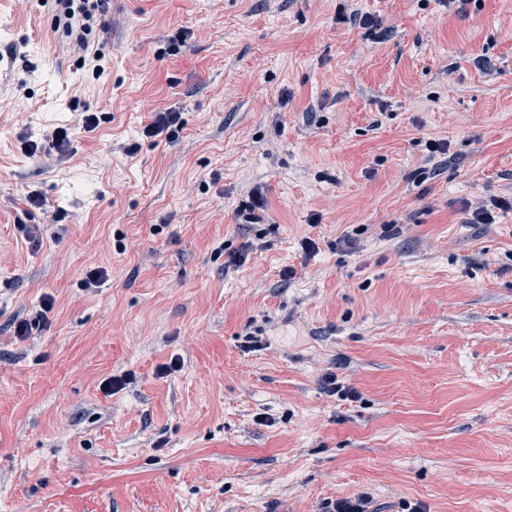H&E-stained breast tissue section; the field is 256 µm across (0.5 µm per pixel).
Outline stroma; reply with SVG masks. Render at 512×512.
I'll list each match as a JSON object with an SVG mask.
<instances>
[{
	"instance_id": "obj_1",
	"label": "stroma",
	"mask_w": 512,
	"mask_h": 512,
	"mask_svg": "<svg viewBox=\"0 0 512 512\" xmlns=\"http://www.w3.org/2000/svg\"><path fill=\"white\" fill-rule=\"evenodd\" d=\"M54 14L0 0V512H512V0H112L97 81ZM153 120L142 129V135L146 138L159 137L165 134L169 140L178 136L182 129L180 113L157 112ZM53 151L61 155L75 156L76 152L72 147L69 128L58 127L53 131L48 148L44 147V153L50 155ZM472 210L471 223L474 224H492L494 223V210L511 209L512 201L507 199L491 197L485 203L478 198L475 202L471 203Z\"/></svg>"
}]
</instances>
